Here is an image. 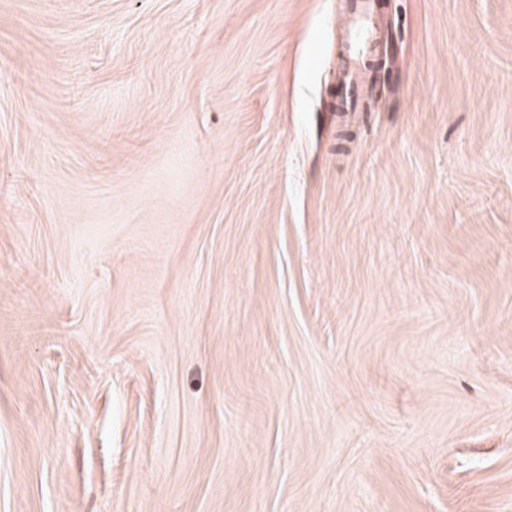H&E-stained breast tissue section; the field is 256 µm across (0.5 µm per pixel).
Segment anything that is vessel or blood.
<instances>
[{
    "label": "vessel or blood",
    "mask_w": 512,
    "mask_h": 512,
    "mask_svg": "<svg viewBox=\"0 0 512 512\" xmlns=\"http://www.w3.org/2000/svg\"><path fill=\"white\" fill-rule=\"evenodd\" d=\"M341 64L337 72L341 116L357 111L379 42L376 0H351L339 27Z\"/></svg>",
    "instance_id": "b4317fda"
}]
</instances>
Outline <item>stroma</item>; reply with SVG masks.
Returning <instances> with one entry per match:
<instances>
[{"instance_id":"1","label":"stroma","mask_w":512,"mask_h":512,"mask_svg":"<svg viewBox=\"0 0 512 512\" xmlns=\"http://www.w3.org/2000/svg\"><path fill=\"white\" fill-rule=\"evenodd\" d=\"M0 0V512H512V0ZM376 1L351 0L337 28L341 35L337 112L342 118L358 112L359 98L371 74L379 42Z\"/></svg>"}]
</instances>
